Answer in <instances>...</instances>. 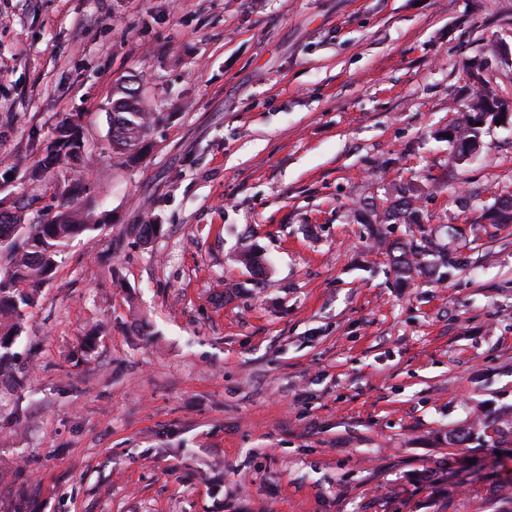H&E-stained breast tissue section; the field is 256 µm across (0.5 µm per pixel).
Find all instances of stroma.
I'll use <instances>...</instances> for the list:
<instances>
[{
	"label": "stroma",
	"instance_id": "obj_1",
	"mask_svg": "<svg viewBox=\"0 0 512 512\" xmlns=\"http://www.w3.org/2000/svg\"><path fill=\"white\" fill-rule=\"evenodd\" d=\"M512 0H0V157L80 120L87 198L0 377V512H512V124L451 159ZM158 112L108 150L117 81ZM409 192L427 268L395 275ZM161 232L145 241L137 225ZM253 250L255 277L238 255ZM448 254L441 264L440 254ZM496 424V426H494ZM497 423L494 419L490 420L488 418H484L482 420H478V423L475 425V427H470L469 430L466 432L464 430H459L455 434L448 436V447L450 448H459L456 446L462 445L464 442L469 441H477V446L479 448L481 447V439L482 434L480 433V430L475 431L477 428L483 427L484 433L490 428L496 433L497 435H502L503 430L497 427Z\"/></svg>",
	"mask_w": 512,
	"mask_h": 512
}]
</instances>
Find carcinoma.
Masks as SVG:
<instances>
[{"label": "carcinoma", "mask_w": 512, "mask_h": 512, "mask_svg": "<svg viewBox=\"0 0 512 512\" xmlns=\"http://www.w3.org/2000/svg\"><path fill=\"white\" fill-rule=\"evenodd\" d=\"M476 114L465 115L458 123L463 138L476 140L483 127L476 125ZM157 121L144 101L119 82L113 89L108 109L109 144L112 154L126 162L141 158L150 148L148 134ZM81 162L82 168L93 163L81 124L63 121L56 128V137L43 145L40 159L26 168L20 161L11 163L10 170H23L29 184L38 186L44 175L62 160ZM89 190L63 178L54 184V197L59 201L54 210L32 211L40 194H24L14 201L0 199V368L9 367L13 346L22 332L25 309L34 305L57 267V258L71 239L95 231L104 219L91 207L75 201ZM393 271L401 279L424 272L420 256L425 246L412 239L393 246ZM491 429L501 435L496 421L484 418L469 430H459L448 436V447L454 448L469 441H481L480 430Z\"/></svg>", "instance_id": "cac0c4a2"}]
</instances>
